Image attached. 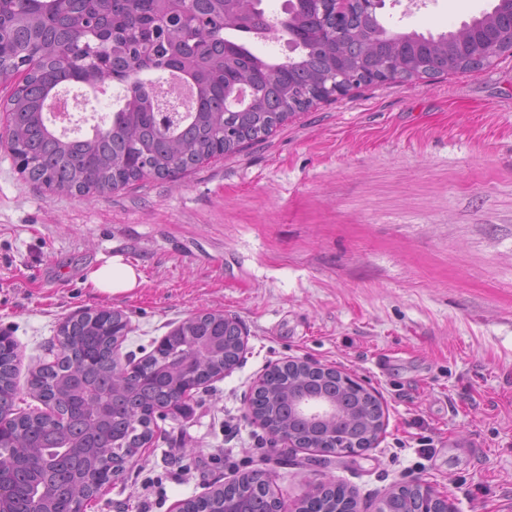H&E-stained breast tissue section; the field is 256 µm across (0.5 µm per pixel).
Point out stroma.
Instances as JSON below:
<instances>
[{"label": "stroma", "mask_w": 512, "mask_h": 512, "mask_svg": "<svg viewBox=\"0 0 512 512\" xmlns=\"http://www.w3.org/2000/svg\"><path fill=\"white\" fill-rule=\"evenodd\" d=\"M495 3L390 0L379 20L437 35ZM115 255L142 286L89 288ZM89 309L127 317L120 352L137 361L200 312L236 317L248 342L85 512H175L254 470L287 512L328 483L376 512L412 480L455 512H512V55L353 87L236 154L103 195L48 193L0 146V333L20 358L16 408H39L32 371ZM291 359L374 391L378 442L335 456L273 443L247 401Z\"/></svg>", "instance_id": "1"}]
</instances>
